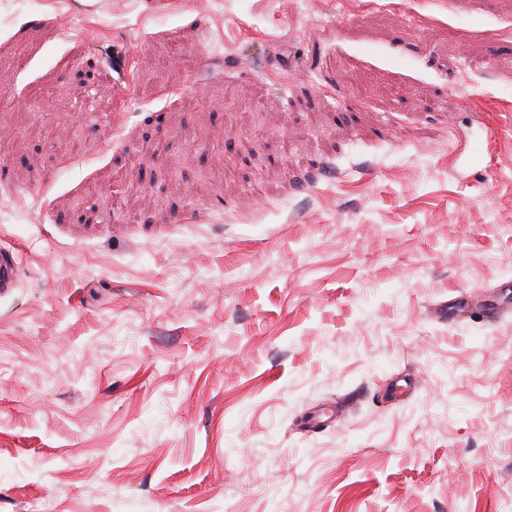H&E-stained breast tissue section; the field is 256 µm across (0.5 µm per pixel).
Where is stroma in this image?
<instances>
[{"label": "stroma", "mask_w": 512, "mask_h": 512, "mask_svg": "<svg viewBox=\"0 0 512 512\" xmlns=\"http://www.w3.org/2000/svg\"><path fill=\"white\" fill-rule=\"evenodd\" d=\"M298 2L0 0V512H512V0Z\"/></svg>", "instance_id": "obj_1"}]
</instances>
